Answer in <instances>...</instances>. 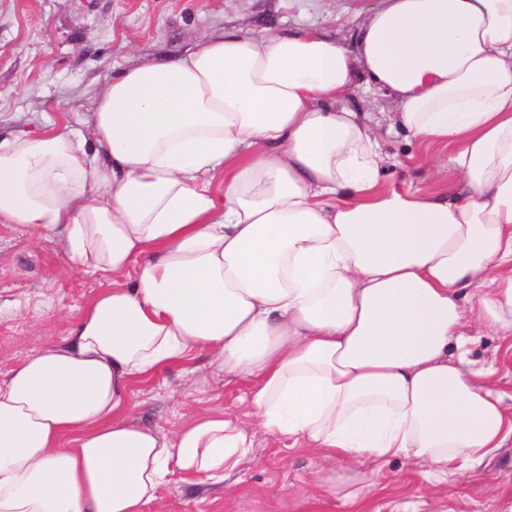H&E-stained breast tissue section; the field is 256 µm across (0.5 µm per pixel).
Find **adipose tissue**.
Returning a JSON list of instances; mask_svg holds the SVG:
<instances>
[{"label": "adipose tissue", "instance_id": "obj_1", "mask_svg": "<svg viewBox=\"0 0 512 512\" xmlns=\"http://www.w3.org/2000/svg\"><path fill=\"white\" fill-rule=\"evenodd\" d=\"M356 46L224 32L105 83L90 138L0 141V223L114 280L0 379V512H146L235 472L244 421L127 414L132 382L193 355L267 433L364 463L365 493L392 458L444 479L512 438L464 333L512 337V0H386ZM363 82L408 137L456 145V196L383 185L346 103Z\"/></svg>", "mask_w": 512, "mask_h": 512}]
</instances>
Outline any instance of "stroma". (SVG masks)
Returning a JSON list of instances; mask_svg holds the SVG:
<instances>
[{
  "label": "stroma",
  "instance_id": "stroma-1",
  "mask_svg": "<svg viewBox=\"0 0 512 512\" xmlns=\"http://www.w3.org/2000/svg\"><path fill=\"white\" fill-rule=\"evenodd\" d=\"M383 0H0V138L42 131L88 132L89 100L125 68L169 53L186 55L199 39L221 31L288 33L315 28L350 45L351 35ZM376 127L388 186L449 194L452 181L431 167L453 147L407 139L392 119L388 92L356 88L347 99ZM111 279L76 272L51 236L0 224V378L33 352L62 342ZM467 367L489 373L512 416V350L489 328L476 327ZM241 389L197 357L135 382V418L169 431L199 413L254 422ZM347 459L325 465L312 449L285 447L258 432L253 456L221 482L162 487L146 512H351L318 501L316 483L334 477L341 494L358 486ZM512 503V441L479 468L437 483L423 466L391 460L382 488L360 512H503Z\"/></svg>",
  "mask_w": 512,
  "mask_h": 512
}]
</instances>
